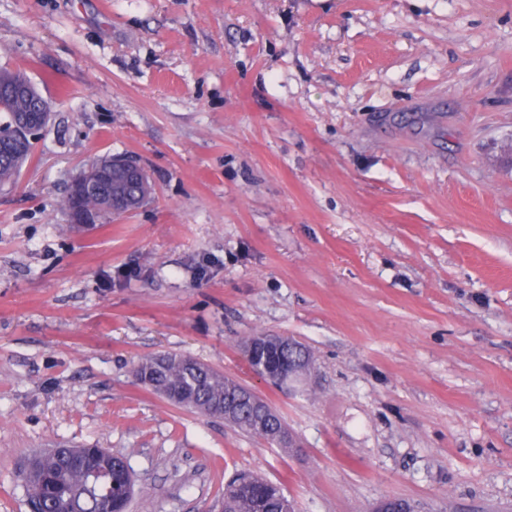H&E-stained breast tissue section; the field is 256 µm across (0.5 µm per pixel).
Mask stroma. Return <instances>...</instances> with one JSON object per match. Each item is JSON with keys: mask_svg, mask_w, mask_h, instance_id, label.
Segmentation results:
<instances>
[{"mask_svg": "<svg viewBox=\"0 0 512 512\" xmlns=\"http://www.w3.org/2000/svg\"><path fill=\"white\" fill-rule=\"evenodd\" d=\"M0 66L50 105L0 190V512L61 444L126 456L130 512H220L239 471L296 512H512V0H0ZM117 154L151 199L71 223ZM259 333L312 375L256 376ZM160 353L296 449L137 384ZM107 165L112 168V171L125 173L126 177L133 182H144L147 176L144 168L132 159L110 157L107 160ZM91 190L97 191L100 197L104 200L106 207L112 211L116 209L117 205L122 203V200L113 197L107 189L103 163L99 162L94 166L91 165L80 172L79 175L73 180L69 191L72 197L68 193L62 200V207L67 211L72 208V199L75 202L74 207L70 212L72 223H95L96 218L93 215L84 212L82 207L79 205L83 196H85L82 200L83 208L88 211L95 212L97 219L105 215H112V211L100 213L101 200L99 197L91 193L85 195ZM243 397L245 400H248L252 407L248 403L239 404L233 416L231 418L223 417L224 421L248 433L274 441L275 430L282 424L279 414L273 409L268 420L259 424L255 419L253 410L261 420H264L270 414V409L267 406L268 403L250 388L243 394Z\"/></svg>", "mask_w": 512, "mask_h": 512, "instance_id": "stroma-1", "label": "stroma"}]
</instances>
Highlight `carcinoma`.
<instances>
[{
	"label": "carcinoma",
	"instance_id": "1",
	"mask_svg": "<svg viewBox=\"0 0 512 512\" xmlns=\"http://www.w3.org/2000/svg\"><path fill=\"white\" fill-rule=\"evenodd\" d=\"M45 100L39 93L0 99V131L12 136L11 152L0 153V187L12 185L23 166L30 161L34 142L20 132L26 113L41 108ZM112 192L128 202L126 210L143 205L152 195L151 183L144 185L127 181L112 183ZM284 356L299 365L303 372L313 369V356L302 344L288 340ZM133 375L149 380L154 392L177 391L182 394L183 406L204 417L229 398H236L243 385L208 365L198 362L190 365L177 354H163L140 360L133 368ZM226 422L257 436L274 440L275 430L282 419L272 412L268 420L258 423L252 407L247 403L237 406ZM128 470V461L122 457L112 462V470L103 478H93L92 472L71 466L66 459L51 450L39 453L35 465L26 470L21 481L29 505L35 512H58L59 508L72 512H93L97 500L122 493ZM276 484L266 479L241 473L224 487V512H295L294 500L287 495H266V489Z\"/></svg>",
	"mask_w": 512,
	"mask_h": 512
}]
</instances>
